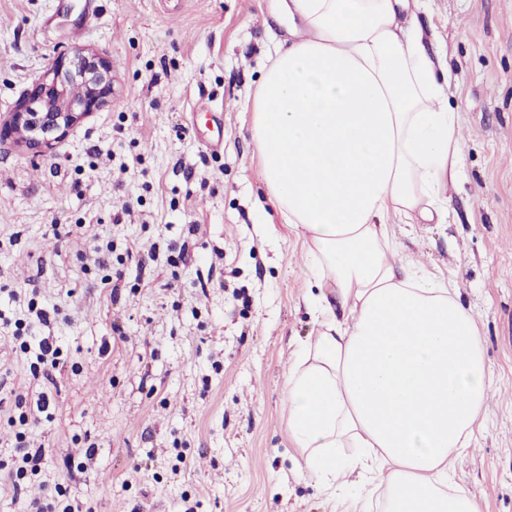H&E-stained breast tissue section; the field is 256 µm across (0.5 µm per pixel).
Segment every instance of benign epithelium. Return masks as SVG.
Wrapping results in <instances>:
<instances>
[{
    "label": "benign epithelium",
    "instance_id": "obj_1",
    "mask_svg": "<svg viewBox=\"0 0 512 512\" xmlns=\"http://www.w3.org/2000/svg\"><path fill=\"white\" fill-rule=\"evenodd\" d=\"M111 72L108 62H91L80 53L69 61L58 59L15 111L0 119V140L20 134V144L35 154L52 149L72 126L106 104Z\"/></svg>",
    "mask_w": 512,
    "mask_h": 512
}]
</instances>
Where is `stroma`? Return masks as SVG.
Instances as JSON below:
<instances>
[{"label":"stroma","instance_id":"stroma-1","mask_svg":"<svg viewBox=\"0 0 512 512\" xmlns=\"http://www.w3.org/2000/svg\"><path fill=\"white\" fill-rule=\"evenodd\" d=\"M276 4L0 0V116L62 55L112 66L109 102L50 153L0 142V512H357L288 439L284 382L319 324L244 107L288 36ZM409 14L451 73L463 177L444 223L393 219L397 257L477 321L496 385L450 487L512 512V0ZM30 335L61 349L53 382L20 349ZM42 393L47 415L20 425ZM22 439L45 456L16 484Z\"/></svg>","mask_w":512,"mask_h":512}]
</instances>
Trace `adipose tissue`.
Wrapping results in <instances>:
<instances>
[{
    "mask_svg": "<svg viewBox=\"0 0 512 512\" xmlns=\"http://www.w3.org/2000/svg\"><path fill=\"white\" fill-rule=\"evenodd\" d=\"M407 0H280L289 38L251 102L265 184L308 242L316 336L288 372V437L310 477L384 484L386 512H483L444 492L492 387L475 318L390 259L391 215L442 218L461 169L448 71ZM357 456H339V448Z\"/></svg>",
    "mask_w": 512,
    "mask_h": 512,
    "instance_id": "ef3b65f1",
    "label": "adipose tissue"
}]
</instances>
